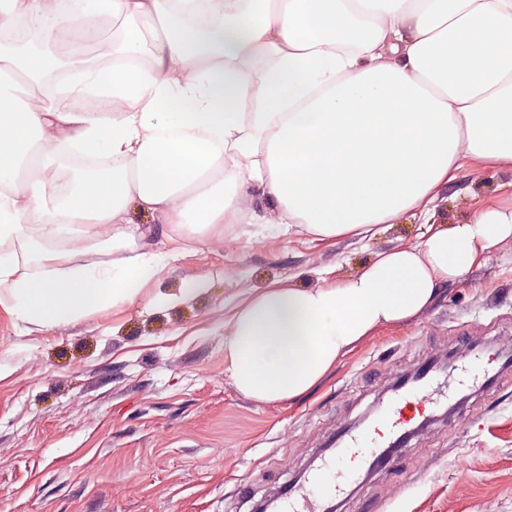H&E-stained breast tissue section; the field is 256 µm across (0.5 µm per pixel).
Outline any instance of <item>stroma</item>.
I'll use <instances>...</instances> for the list:
<instances>
[{
  "instance_id": "1",
  "label": "stroma",
  "mask_w": 512,
  "mask_h": 512,
  "mask_svg": "<svg viewBox=\"0 0 512 512\" xmlns=\"http://www.w3.org/2000/svg\"><path fill=\"white\" fill-rule=\"evenodd\" d=\"M512 197V172L462 173L433 223L464 224ZM412 216L324 242L277 224H235L146 288L165 303L65 329L16 328L0 309V512H254L297 481L339 426H361L396 377L454 346L512 345V243L415 320L341 359L309 394L263 405L224 373V308L278 279L353 276L377 252L424 240ZM205 288L192 297L195 282ZM363 476L335 512H512V368Z\"/></svg>"
}]
</instances>
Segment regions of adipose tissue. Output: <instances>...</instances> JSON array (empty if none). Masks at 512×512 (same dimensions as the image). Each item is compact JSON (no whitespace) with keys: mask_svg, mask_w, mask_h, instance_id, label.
Returning a JSON list of instances; mask_svg holds the SVG:
<instances>
[{"mask_svg":"<svg viewBox=\"0 0 512 512\" xmlns=\"http://www.w3.org/2000/svg\"><path fill=\"white\" fill-rule=\"evenodd\" d=\"M210 2L193 22L173 0H83L87 22L123 21L131 65L105 77L70 61L111 97L49 100L39 79L61 62L44 46L72 37L59 0H0V308L14 324L62 329L139 300L180 257L176 227L200 248L244 219L362 240L409 214L430 224L467 168L512 170V0ZM19 16L43 48L7 40ZM77 153L112 171L60 192L54 164ZM510 240L512 201H491L354 276L246 293L224 321V372L263 404L302 396ZM104 248L112 260L87 261Z\"/></svg>","mask_w":512,"mask_h":512,"instance_id":"obj_1","label":"adipose tissue"}]
</instances>
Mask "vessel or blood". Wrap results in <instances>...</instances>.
<instances>
[{
	"instance_id": "1",
	"label": "vessel or blood",
	"mask_w": 512,
	"mask_h": 512,
	"mask_svg": "<svg viewBox=\"0 0 512 512\" xmlns=\"http://www.w3.org/2000/svg\"><path fill=\"white\" fill-rule=\"evenodd\" d=\"M501 366L496 355L478 358L462 350L447 368L420 370L378 404L367 426L337 428L334 448L316 458L302 481L278 495L277 512H330L350 482L374 468L397 466L401 446L421 422L461 389L499 374Z\"/></svg>"
}]
</instances>
